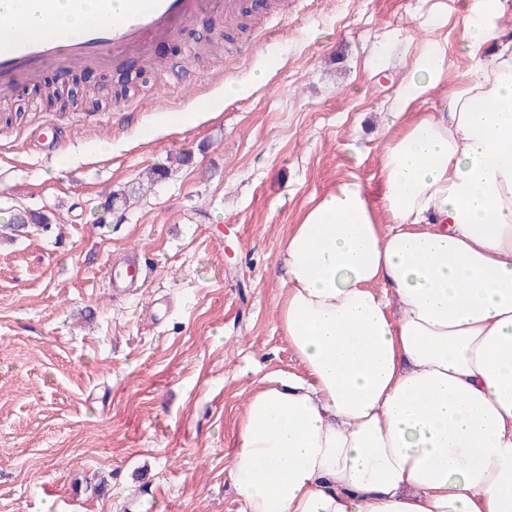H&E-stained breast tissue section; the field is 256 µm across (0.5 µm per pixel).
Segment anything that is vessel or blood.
Returning a JSON list of instances; mask_svg holds the SVG:
<instances>
[{
    "mask_svg": "<svg viewBox=\"0 0 512 512\" xmlns=\"http://www.w3.org/2000/svg\"><path fill=\"white\" fill-rule=\"evenodd\" d=\"M209 4L210 0H125L124 10L114 18L112 0H99V17L67 40L22 34L12 24H1L0 102L53 64L119 67L131 57L149 62L157 42L179 38ZM140 277V268L133 265L113 266L108 272L116 289L137 283Z\"/></svg>",
    "mask_w": 512,
    "mask_h": 512,
    "instance_id": "1",
    "label": "vessel or blood"
}]
</instances>
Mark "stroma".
<instances>
[{
  "label": "stroma",
  "mask_w": 512,
  "mask_h": 512,
  "mask_svg": "<svg viewBox=\"0 0 512 512\" xmlns=\"http://www.w3.org/2000/svg\"><path fill=\"white\" fill-rule=\"evenodd\" d=\"M474 2L288 0L195 58L188 45L224 27L207 10L155 47L160 71L139 70L129 101L143 111L114 103L108 69L91 72L94 112L54 111L28 85L0 103V220L54 219L0 232V512H136L141 498L241 512L227 470L247 396L300 370L276 323L288 230L339 180L376 186L420 41L447 43L446 84L466 80ZM228 83L242 93L226 98ZM50 119L63 146H30ZM153 167L168 178L105 209ZM132 261L143 285L112 291L110 265ZM26 224H36L48 228L52 224V218L49 214L33 211H17L10 217V224L2 226L5 230H16L24 227Z\"/></svg>",
  "instance_id": "1"
}]
</instances>
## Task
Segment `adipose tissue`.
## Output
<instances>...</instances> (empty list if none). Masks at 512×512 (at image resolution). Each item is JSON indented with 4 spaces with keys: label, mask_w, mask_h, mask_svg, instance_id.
Instances as JSON below:
<instances>
[{
    "label": "adipose tissue",
    "mask_w": 512,
    "mask_h": 512,
    "mask_svg": "<svg viewBox=\"0 0 512 512\" xmlns=\"http://www.w3.org/2000/svg\"><path fill=\"white\" fill-rule=\"evenodd\" d=\"M55 0L35 27L97 13ZM498 0L462 30L465 84L403 122L447 66L415 56L388 109L374 204L341 180L292 225L278 326L301 373L249 393L228 477L244 512H512V40ZM498 41L490 58L483 45Z\"/></svg>",
    "instance_id": "adipose-tissue-1"
}]
</instances>
